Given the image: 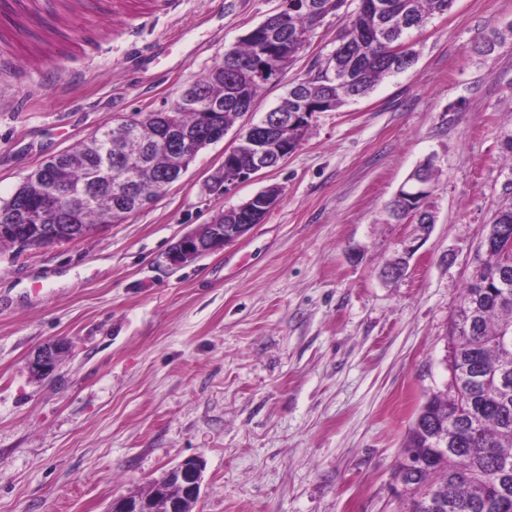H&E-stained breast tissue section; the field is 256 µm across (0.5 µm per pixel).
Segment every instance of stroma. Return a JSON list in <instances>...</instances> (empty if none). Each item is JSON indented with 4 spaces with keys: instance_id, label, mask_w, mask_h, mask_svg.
Masks as SVG:
<instances>
[{
    "instance_id": "obj_1",
    "label": "stroma",
    "mask_w": 512,
    "mask_h": 512,
    "mask_svg": "<svg viewBox=\"0 0 512 512\" xmlns=\"http://www.w3.org/2000/svg\"><path fill=\"white\" fill-rule=\"evenodd\" d=\"M21 0L27 68L0 84V200L96 130L168 108L279 0ZM309 35L256 114L335 47ZM169 48L136 70L128 44ZM416 63L364 98L315 113L278 167L207 190L223 142L151 204L87 237L0 247V512H107L178 461L203 462L193 512H406L394 466L427 397L451 379L449 332L499 202L512 129V0H454L411 38ZM88 69L67 88L42 68ZM435 155L436 222L404 276L382 275L411 238L386 206ZM278 185L266 219L182 266L177 239ZM63 339L55 373L25 363Z\"/></svg>"
}]
</instances>
